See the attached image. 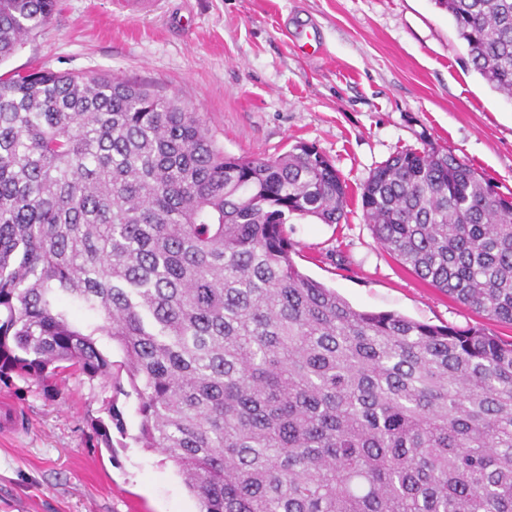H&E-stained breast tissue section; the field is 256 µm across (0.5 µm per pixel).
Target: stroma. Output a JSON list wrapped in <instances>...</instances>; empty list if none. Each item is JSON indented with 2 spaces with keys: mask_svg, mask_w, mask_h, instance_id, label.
I'll use <instances>...</instances> for the list:
<instances>
[{
  "mask_svg": "<svg viewBox=\"0 0 512 512\" xmlns=\"http://www.w3.org/2000/svg\"><path fill=\"white\" fill-rule=\"evenodd\" d=\"M319 43L300 48L298 24ZM111 73L202 112L225 153L278 156L315 144L349 186L345 220L287 224L294 261L354 308L460 328L488 320L423 282L377 243L358 199L399 150L452 152L512 195V97L474 70L433 0H156L128 17L112 0H59L49 28L1 68ZM0 398L23 423L0 436V512H199L180 475L136 444L135 397L73 375L54 386L18 376ZM120 413L112 420L107 404ZM104 422L111 447L93 426Z\"/></svg>",
  "mask_w": 512,
  "mask_h": 512,
  "instance_id": "35a3bbf8",
  "label": "stroma"
}]
</instances>
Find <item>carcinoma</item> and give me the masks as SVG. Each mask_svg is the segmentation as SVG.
I'll return each mask as SVG.
<instances>
[{
    "label": "carcinoma",
    "mask_w": 512,
    "mask_h": 512,
    "mask_svg": "<svg viewBox=\"0 0 512 512\" xmlns=\"http://www.w3.org/2000/svg\"><path fill=\"white\" fill-rule=\"evenodd\" d=\"M512 95V0H433ZM54 0H0V64ZM378 244L512 325V198L452 152L361 188ZM313 144L232 156L201 113L113 74L0 75V381L67 371L138 400L136 441L200 512H512V341L353 308L293 260V216L339 224Z\"/></svg>",
    "instance_id": "cac0c4a2"
}]
</instances>
